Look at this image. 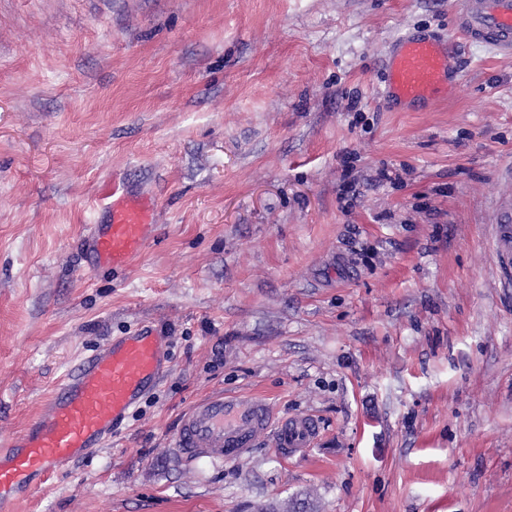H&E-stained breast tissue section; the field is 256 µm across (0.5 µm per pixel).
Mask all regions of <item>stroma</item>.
Wrapping results in <instances>:
<instances>
[{
  "instance_id": "stroma-1",
  "label": "stroma",
  "mask_w": 512,
  "mask_h": 512,
  "mask_svg": "<svg viewBox=\"0 0 512 512\" xmlns=\"http://www.w3.org/2000/svg\"><path fill=\"white\" fill-rule=\"evenodd\" d=\"M457 0H0V440L148 322L172 366L106 448L15 512H512V58ZM450 42L430 109L383 101L400 36ZM155 198L86 270L113 189ZM255 391L313 415L283 458L186 462L182 415ZM105 209L107 224H93L85 241L86 253L93 263L89 271L109 267L122 271L145 247L156 212L155 203L145 196L126 195L113 190ZM495 256L498 266L507 272L512 269V201L501 208L497 224Z\"/></svg>"
}]
</instances>
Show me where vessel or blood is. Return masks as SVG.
<instances>
[{
  "label": "vessel or blood",
  "mask_w": 512,
  "mask_h": 512,
  "mask_svg": "<svg viewBox=\"0 0 512 512\" xmlns=\"http://www.w3.org/2000/svg\"><path fill=\"white\" fill-rule=\"evenodd\" d=\"M457 21L468 41L512 56V0H459ZM448 78V54L439 40L407 34L391 47L383 92L392 103L424 106ZM105 208L109 221L93 225L86 253L94 268L122 271L145 247L156 205L145 196L115 192ZM495 256L502 270L512 269V204L501 208ZM168 348L166 336L143 326L74 364L25 430L0 445V512H13L14 503L50 475L105 447L116 425L167 375ZM319 439L314 416L281 418L263 398L217 394L185 414L174 446L189 462L224 461L245 458L263 441L294 456Z\"/></svg>",
  "instance_id": "b4317fda"
}]
</instances>
